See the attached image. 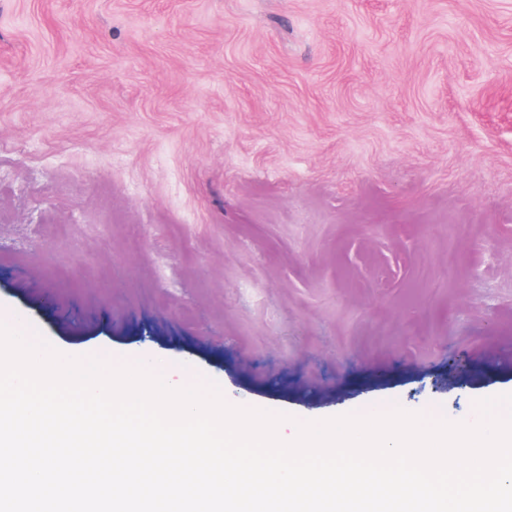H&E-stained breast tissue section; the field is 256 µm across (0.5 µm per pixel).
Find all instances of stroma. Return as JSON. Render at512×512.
I'll list each match as a JSON object with an SVG mask.
<instances>
[{"label": "stroma", "instance_id": "obj_1", "mask_svg": "<svg viewBox=\"0 0 512 512\" xmlns=\"http://www.w3.org/2000/svg\"><path fill=\"white\" fill-rule=\"evenodd\" d=\"M303 420L512 393V0H0V308Z\"/></svg>", "mask_w": 512, "mask_h": 512}]
</instances>
